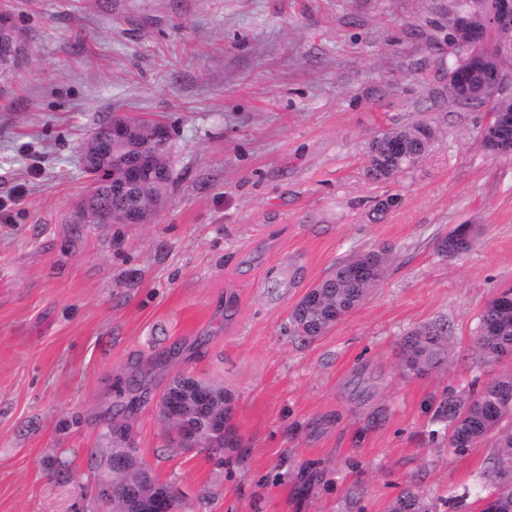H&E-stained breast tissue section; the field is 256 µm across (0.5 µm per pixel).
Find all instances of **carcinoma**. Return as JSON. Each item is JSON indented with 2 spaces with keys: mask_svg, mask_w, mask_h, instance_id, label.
I'll use <instances>...</instances> for the list:
<instances>
[{
  "mask_svg": "<svg viewBox=\"0 0 512 512\" xmlns=\"http://www.w3.org/2000/svg\"><path fill=\"white\" fill-rule=\"evenodd\" d=\"M453 52L448 61L447 72L466 69L474 56L486 60L499 72H507L506 65L512 64V55L499 52L497 37L489 32L483 42L476 44L466 31L457 30L451 36ZM469 107L487 106L494 114H512V98L486 102L474 99L467 103ZM133 132L119 153L113 156L112 171L118 172L125 165L135 163L142 147L150 143L149 122L139 118L132 119ZM422 123L388 129L375 137L368 146L367 176L374 181H386L414 164L417 155L430 151L433 141L417 136L416 130ZM398 138L405 155L397 158L387 144L392 138ZM178 181V173L171 157L164 158L142 182L128 193V203L142 208L147 218L157 213L158 203L170 199ZM459 227H454L438 244L441 255L454 257L459 254L455 235ZM356 254L336 262L333 272L310 288L304 298L316 300V304L297 317L292 311L290 321L295 333L301 336H319L332 324L334 318L341 317L358 307L366 299L377 279H356L351 275V267L359 260ZM475 345L480 357L498 361L512 355V289H507L492 298L484 307L480 319ZM451 346L447 325L427 323L409 330L400 342V368L406 375L427 376L447 364ZM197 378L190 374H180L171 379L163 397H179L182 401L194 403L191 387ZM214 400L210 410L224 413V431L232 433L230 425L232 397L224 388L212 386ZM512 394V373L506 372L485 382L480 390L472 393L450 388L433 413V420L442 423L448 429V445L459 451L477 446L488 438H495L493 450L488 458L487 472L494 488L499 492L497 512H512V405L506 406L502 396ZM196 424L198 433L195 443L215 450L224 449L226 440L214 433L205 415L194 409L187 419H166L171 441L176 447L184 449L180 440L183 425L186 422ZM156 479L146 469L137 466L122 472L112 473V483L118 488H129L135 494L146 496L151 493ZM389 512H433V505L426 502L410 489L404 490L393 502Z\"/></svg>",
  "mask_w": 512,
  "mask_h": 512,
  "instance_id": "carcinoma-1",
  "label": "carcinoma"
}]
</instances>
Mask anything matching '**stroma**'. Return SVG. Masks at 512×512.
I'll list each match as a JSON object with an SVG mask.
<instances>
[{
  "instance_id": "stroma-1",
  "label": "stroma",
  "mask_w": 512,
  "mask_h": 512,
  "mask_svg": "<svg viewBox=\"0 0 512 512\" xmlns=\"http://www.w3.org/2000/svg\"><path fill=\"white\" fill-rule=\"evenodd\" d=\"M0 16L24 49L0 76V512H100L114 421L181 512H387L407 488L454 512L466 486L480 512L491 445L455 452L430 407L512 369L474 343L512 288V157L443 94L454 0H0ZM114 114L173 127L178 184L145 224L79 220L82 147ZM419 120L430 153L367 179L369 142ZM459 224L475 244L442 257ZM381 247L363 304L297 336L308 288ZM435 321L447 369L402 375L400 338ZM179 373L231 394L238 447L171 446L159 401ZM467 226V240L466 243L463 245L464 249L463 251H458V243L456 241L455 235L456 232L463 226ZM478 234V229L475 224H459L456 227H454L451 231L448 232V235H446L438 244L437 250L440 255H445L448 257H454L456 255L464 254L468 252L475 241V238Z\"/></svg>"
}]
</instances>
